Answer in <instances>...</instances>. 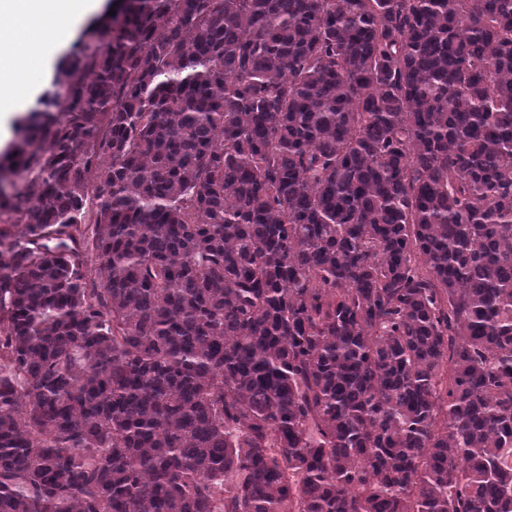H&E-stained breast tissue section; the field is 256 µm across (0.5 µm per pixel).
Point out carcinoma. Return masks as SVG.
<instances>
[{
	"label": "carcinoma",
	"mask_w": 512,
	"mask_h": 512,
	"mask_svg": "<svg viewBox=\"0 0 512 512\" xmlns=\"http://www.w3.org/2000/svg\"><path fill=\"white\" fill-rule=\"evenodd\" d=\"M19 131L0 512H512V0H126Z\"/></svg>",
	"instance_id": "cac0c4a2"
}]
</instances>
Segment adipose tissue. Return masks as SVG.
<instances>
[{
    "mask_svg": "<svg viewBox=\"0 0 512 512\" xmlns=\"http://www.w3.org/2000/svg\"><path fill=\"white\" fill-rule=\"evenodd\" d=\"M96 0H0V18L9 17L13 26L0 25V46L17 40L16 23L26 24L27 54L34 65L47 64L54 52L67 42L72 27L95 7ZM9 68L12 79L0 87V112L23 107L34 88L31 68L0 56V69Z\"/></svg>",
    "mask_w": 512,
    "mask_h": 512,
    "instance_id": "ef3b65f1",
    "label": "adipose tissue"
}]
</instances>
